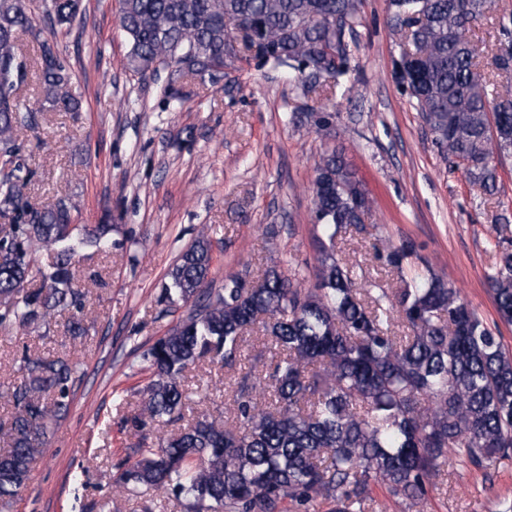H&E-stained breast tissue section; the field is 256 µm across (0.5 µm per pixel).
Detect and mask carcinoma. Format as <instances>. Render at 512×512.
Returning <instances> with one entry per match:
<instances>
[{
	"label": "carcinoma",
	"mask_w": 512,
	"mask_h": 512,
	"mask_svg": "<svg viewBox=\"0 0 512 512\" xmlns=\"http://www.w3.org/2000/svg\"><path fill=\"white\" fill-rule=\"evenodd\" d=\"M359 0H119L129 50L127 68L167 73L168 102L176 84L212 77L224 67L262 56L294 75L297 95L340 85L350 70L346 33ZM391 34L409 48L413 72L404 89L433 135L439 153L466 172L483 194L499 192L492 158L512 153V86L487 80L474 31L491 0H390ZM54 25L68 28L82 0H50ZM33 32L28 0H0V214L11 216L0 238V330L24 329L73 310L72 336L85 333L79 314L86 293L74 287L78 249L108 247L109 224H75L59 200L39 207L26 194L32 172L17 133L33 126L18 91L27 69L18 39ZM39 79L49 108L79 111L70 67L47 42ZM296 123L333 129L336 113L303 104ZM314 283L275 266L257 279L233 275L207 288L212 246L201 233L167 273L164 294L188 305L187 315L143 352L151 372L132 428L183 419V372L207 358L238 366L236 421L203 415L179 433L139 443L138 458L117 465L112 490L161 491L186 512H281L293 502L311 512H369L371 486L417 504L448 476V454L473 466L512 453V352L418 255L413 243L383 245L375 254L401 286L374 292L337 250L349 227L364 231L371 200L336 150L315 165ZM54 251L39 289L24 284L37 265V246ZM487 283L500 321L512 324V240L496 242ZM263 333L272 361L265 373L241 365L245 334ZM23 377L3 396L11 415L0 420L9 445L0 450V512L27 486L51 427L70 405L82 363L23 355Z\"/></svg>",
	"instance_id": "1"
}]
</instances>
